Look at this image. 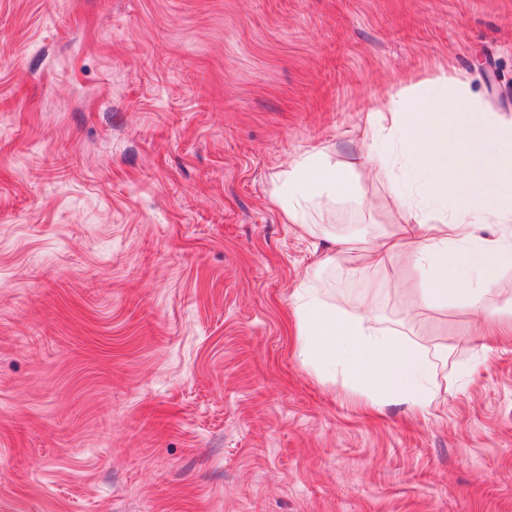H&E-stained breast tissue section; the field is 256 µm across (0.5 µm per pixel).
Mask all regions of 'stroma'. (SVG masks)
Returning a JSON list of instances; mask_svg holds the SVG:
<instances>
[{
    "label": "stroma",
    "instance_id": "obj_1",
    "mask_svg": "<svg viewBox=\"0 0 512 512\" xmlns=\"http://www.w3.org/2000/svg\"><path fill=\"white\" fill-rule=\"evenodd\" d=\"M444 72L512 118V0H0V512H512V334L324 273L448 348L429 414L363 412L299 357L271 201ZM359 174L318 223H403Z\"/></svg>",
    "mask_w": 512,
    "mask_h": 512
}]
</instances>
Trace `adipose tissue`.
Masks as SVG:
<instances>
[{"label":"adipose tissue","mask_w":512,"mask_h":512,"mask_svg":"<svg viewBox=\"0 0 512 512\" xmlns=\"http://www.w3.org/2000/svg\"><path fill=\"white\" fill-rule=\"evenodd\" d=\"M362 163L385 181L405 223L373 235L353 254L329 251L318 270L357 281L378 293V271L406 260L416 272L418 309L437 313L462 307L485 319L512 320V301L490 306L501 271L512 269V119L486 111L464 82L447 75L422 93L401 89L384 111L366 113ZM358 164L319 152L294 159L276 174L271 194L284 223L316 235L317 213L359 197ZM494 225L492 235L481 225ZM299 355L313 371L340 367L352 388L375 408L400 404L426 414L437 400L436 363L448 349L426 351L397 329L373 326L366 313L346 312L323 300L314 279L294 294Z\"/></svg>","instance_id":"adipose-tissue-1"}]
</instances>
